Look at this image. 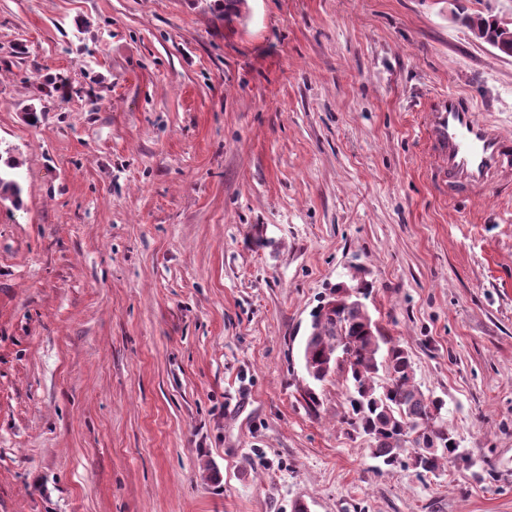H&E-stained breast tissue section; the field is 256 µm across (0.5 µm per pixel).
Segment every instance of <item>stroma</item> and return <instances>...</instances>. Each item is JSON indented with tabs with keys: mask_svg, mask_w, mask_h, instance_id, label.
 Instances as JSON below:
<instances>
[{
	"mask_svg": "<svg viewBox=\"0 0 512 512\" xmlns=\"http://www.w3.org/2000/svg\"><path fill=\"white\" fill-rule=\"evenodd\" d=\"M477 15L512 0H0V512H512V198L450 204L426 129L455 90L512 135ZM353 279L470 465L308 405ZM5 153L7 157L3 160V166H0V198L3 201H10L13 205L19 206L22 193L17 172L19 162L11 155L10 150L5 151Z\"/></svg>",
	"mask_w": 512,
	"mask_h": 512,
	"instance_id": "1",
	"label": "stroma"
}]
</instances>
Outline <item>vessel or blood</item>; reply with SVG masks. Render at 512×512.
Segmentation results:
<instances>
[{
	"label": "vessel or blood",
	"instance_id": "1",
	"mask_svg": "<svg viewBox=\"0 0 512 512\" xmlns=\"http://www.w3.org/2000/svg\"><path fill=\"white\" fill-rule=\"evenodd\" d=\"M427 124L449 202L512 190V136L482 117L467 96L452 91L432 101Z\"/></svg>",
	"mask_w": 512,
	"mask_h": 512
}]
</instances>
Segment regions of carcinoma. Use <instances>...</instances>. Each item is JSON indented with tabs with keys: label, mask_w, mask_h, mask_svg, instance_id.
Segmentation results:
<instances>
[{
	"label": "carcinoma",
	"mask_w": 512,
	"mask_h": 512,
	"mask_svg": "<svg viewBox=\"0 0 512 512\" xmlns=\"http://www.w3.org/2000/svg\"><path fill=\"white\" fill-rule=\"evenodd\" d=\"M17 169L19 162L10 154L0 166V199L15 206L22 193ZM302 354L313 381L338 376L351 384L343 422L366 438L372 456L384 465L410 466L423 474L447 462L468 463L443 425V400L415 383L409 353L377 326L362 297L336 285L312 314Z\"/></svg>",
	"instance_id": "obj_1"
}]
</instances>
